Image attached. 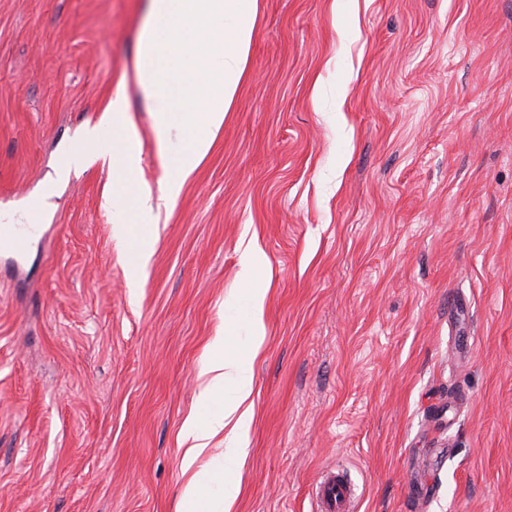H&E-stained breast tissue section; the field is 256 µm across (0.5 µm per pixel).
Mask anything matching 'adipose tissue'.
Segmentation results:
<instances>
[{
    "instance_id": "ef3b65f1",
    "label": "adipose tissue",
    "mask_w": 512,
    "mask_h": 512,
    "mask_svg": "<svg viewBox=\"0 0 512 512\" xmlns=\"http://www.w3.org/2000/svg\"><path fill=\"white\" fill-rule=\"evenodd\" d=\"M258 10L259 0H148L138 35L135 78L164 144L178 146L157 186L138 176L142 150L122 91L113 96L100 122L85 129L61 159L58 174L65 177L97 156L103 134H111L112 194L106 202L133 273H140L150 259V228L176 202L224 124L246 70ZM264 266L262 253L247 254L244 275L252 286L236 299L246 315L214 337L198 371L201 412L188 416L182 427L188 443L183 469L189 478L178 512L231 508L224 499V483L253 415L251 367L258 354L266 296L256 281ZM244 334L252 341L246 350L237 345ZM220 434L225 437L224 455H209L211 440Z\"/></svg>"
}]
</instances>
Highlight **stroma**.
Listing matches in <instances>:
<instances>
[{"label":"stroma","mask_w":512,"mask_h":512,"mask_svg":"<svg viewBox=\"0 0 512 512\" xmlns=\"http://www.w3.org/2000/svg\"><path fill=\"white\" fill-rule=\"evenodd\" d=\"M247 71L139 277L102 161H59L131 81L145 0H0V512H177L207 345L262 251L231 512H512V0H261ZM34 224H0V240L8 242L12 251L22 255L28 249L34 233ZM317 512H349L357 495L350 476L342 468L332 467L322 472L313 487Z\"/></svg>","instance_id":"1"}]
</instances>
